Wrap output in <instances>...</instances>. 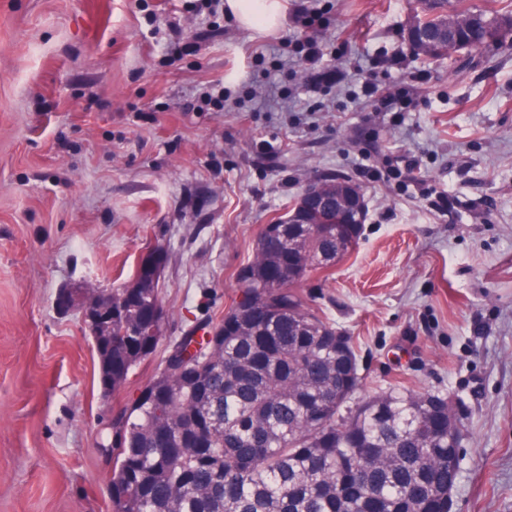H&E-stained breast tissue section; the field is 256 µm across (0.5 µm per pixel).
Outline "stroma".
Returning <instances> with one entry per match:
<instances>
[{
    "label": "stroma",
    "instance_id": "obj_1",
    "mask_svg": "<svg viewBox=\"0 0 512 512\" xmlns=\"http://www.w3.org/2000/svg\"><path fill=\"white\" fill-rule=\"evenodd\" d=\"M283 2L266 32L206 0H0V512H111L99 431L124 397L104 396L58 290L120 287L163 245L180 335L233 303L263 225L330 173L367 218L300 294L352 337L363 395L447 396L452 512H512V42L461 54L456 77L412 51L417 0ZM390 156L420 168L392 173Z\"/></svg>",
    "mask_w": 512,
    "mask_h": 512
}]
</instances>
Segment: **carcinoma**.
Returning <instances> with one entry per match:
<instances>
[{"instance_id":"carcinoma-1","label":"carcinoma","mask_w":512,"mask_h":512,"mask_svg":"<svg viewBox=\"0 0 512 512\" xmlns=\"http://www.w3.org/2000/svg\"><path fill=\"white\" fill-rule=\"evenodd\" d=\"M416 30L452 23V45L422 44L425 59L495 45L512 22L461 0H421ZM352 181L313 182L334 196ZM362 226L341 243L317 224L263 225L252 260L237 272L239 299L180 336H130L162 303L163 275L136 272L112 289V335L101 337L99 377L112 368V393L163 348L157 372L101 421L112 448V512H448V398L394 389L367 398L351 337L305 306L297 286L335 267L358 245Z\"/></svg>"}]
</instances>
